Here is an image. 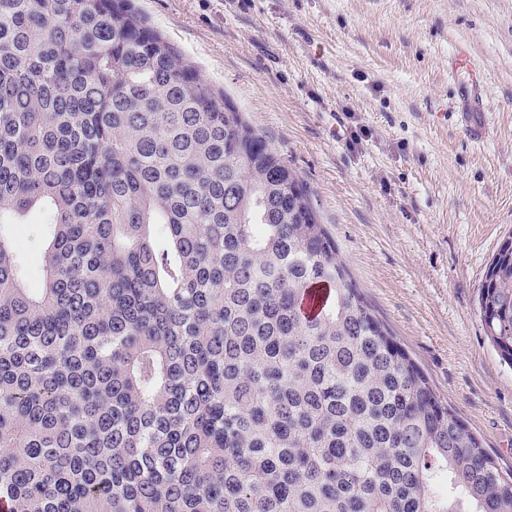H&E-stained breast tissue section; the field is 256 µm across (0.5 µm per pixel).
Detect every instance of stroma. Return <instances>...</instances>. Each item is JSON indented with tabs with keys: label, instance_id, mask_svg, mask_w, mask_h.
I'll return each instance as SVG.
<instances>
[{
	"label": "stroma",
	"instance_id": "1",
	"mask_svg": "<svg viewBox=\"0 0 512 512\" xmlns=\"http://www.w3.org/2000/svg\"><path fill=\"white\" fill-rule=\"evenodd\" d=\"M132 4L306 185L375 314L512 470V367L477 311L512 234V0ZM463 56L482 74L465 99Z\"/></svg>",
	"mask_w": 512,
	"mask_h": 512
}]
</instances>
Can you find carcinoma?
Segmentation results:
<instances>
[{"instance_id":"cac0c4a2","label":"carcinoma","mask_w":512,"mask_h":512,"mask_svg":"<svg viewBox=\"0 0 512 512\" xmlns=\"http://www.w3.org/2000/svg\"><path fill=\"white\" fill-rule=\"evenodd\" d=\"M478 304L512 366V234ZM0 512H512L306 187L129 0H0ZM32 224H20L21 232L24 236V245L26 248L27 265L30 270V285L32 288H37L39 282L36 278L37 260L40 254V248L33 242H30V228L36 222V216H31L30 221Z\"/></svg>"}]
</instances>
